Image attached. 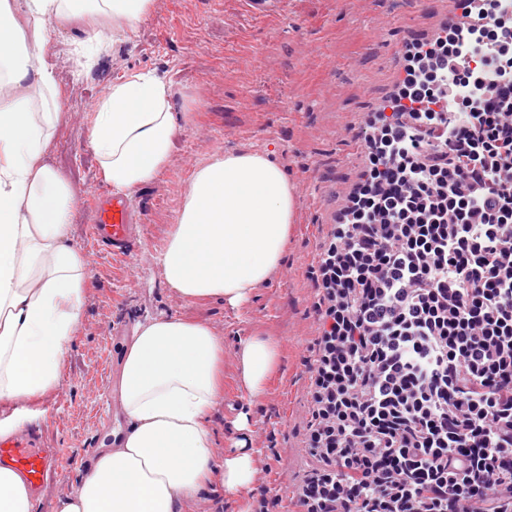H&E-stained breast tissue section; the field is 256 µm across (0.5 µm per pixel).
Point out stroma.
<instances>
[{
    "mask_svg": "<svg viewBox=\"0 0 512 512\" xmlns=\"http://www.w3.org/2000/svg\"><path fill=\"white\" fill-rule=\"evenodd\" d=\"M456 0H284L281 11L252 13L245 0H154L132 31L114 38L92 64L74 52L82 29L58 31L46 19V60L53 66L66 117L54 140L69 149L48 160L76 194L71 242L96 251L88 267L82 316L60 386L30 403L47 447L66 463L51 478L35 512L77 487L79 466L89 465L111 431L114 390L123 347L138 322L186 315L208 322L224 338V371L234 352L255 334L280 345L278 372L266 394L251 398L232 382L211 417L214 456L223 459L246 413L255 448L254 483L237 495L215 484L189 512H296V496L314 465L306 444L311 419L309 366L315 357L320 298L312 272L348 194L361 181V148L371 112L404 76L397 45L421 41L456 11ZM132 71L154 72L173 89L174 111L190 118L176 137L172 163L160 178L131 194L141 226L135 260L126 264L94 250L88 236L89 198L106 192L88 133L99 101ZM224 151L270 153L295 185L297 216L288 252L250 303L234 309L213 299L191 305L166 286L157 257L195 169Z\"/></svg>",
    "mask_w": 512,
    "mask_h": 512,
    "instance_id": "stroma-1",
    "label": "stroma"
}]
</instances>
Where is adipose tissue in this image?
<instances>
[{
    "label": "adipose tissue",
    "instance_id": "obj_1",
    "mask_svg": "<svg viewBox=\"0 0 512 512\" xmlns=\"http://www.w3.org/2000/svg\"><path fill=\"white\" fill-rule=\"evenodd\" d=\"M153 0H0V402L38 399L58 388L79 322L88 263L68 242L76 195L47 161L63 119L47 64L44 16L59 29L82 20L90 45L132 29ZM163 78L135 71L98 103L89 142L101 181L130 193L168 167L180 132ZM295 187L266 153H217L199 166L158 256L180 298L215 297L237 308L279 267L296 218ZM234 379L253 398L266 393L280 347L254 335L238 345ZM119 401L127 428L120 447L99 452L54 512H183L213 484L248 489L254 452L240 436L216 460L212 413L224 402V339L180 315L138 324L120 361Z\"/></svg>",
    "mask_w": 512,
    "mask_h": 512
}]
</instances>
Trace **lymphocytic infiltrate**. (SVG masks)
Masks as SVG:
<instances>
[{"label": "lymphocytic infiltrate", "mask_w": 512, "mask_h": 512, "mask_svg": "<svg viewBox=\"0 0 512 512\" xmlns=\"http://www.w3.org/2000/svg\"><path fill=\"white\" fill-rule=\"evenodd\" d=\"M461 8L320 255L298 512H512V0Z\"/></svg>", "instance_id": "1"}]
</instances>
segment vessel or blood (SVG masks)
I'll use <instances>...</instances> for the list:
<instances>
[{"label": "vessel or blood", "instance_id": "vessel-or-blood-1", "mask_svg": "<svg viewBox=\"0 0 512 512\" xmlns=\"http://www.w3.org/2000/svg\"><path fill=\"white\" fill-rule=\"evenodd\" d=\"M92 214L89 226L94 241L113 255L129 259L127 243L133 232L132 208L125 196L93 197L87 202ZM61 462L55 449L46 446L36 432L23 430L0 436V467L19 473L32 494H41Z\"/></svg>", "mask_w": 512, "mask_h": 512}]
</instances>
